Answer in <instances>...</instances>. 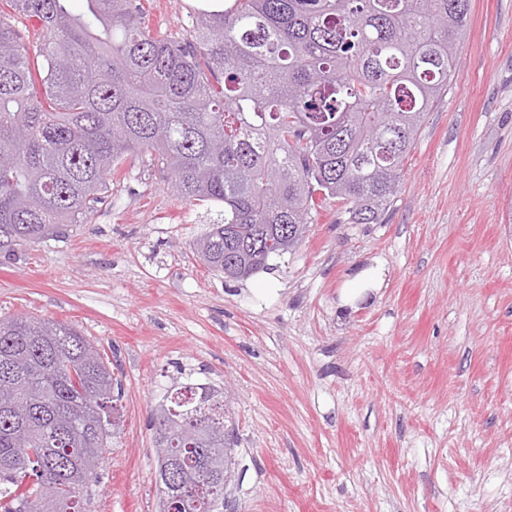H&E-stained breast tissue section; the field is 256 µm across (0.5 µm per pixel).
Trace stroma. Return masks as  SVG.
Returning <instances> with one entry per match:
<instances>
[{
	"label": "stroma",
	"mask_w": 512,
	"mask_h": 512,
	"mask_svg": "<svg viewBox=\"0 0 512 512\" xmlns=\"http://www.w3.org/2000/svg\"><path fill=\"white\" fill-rule=\"evenodd\" d=\"M184 39L185 0H142ZM459 67L380 223L327 201L293 253L227 280L193 242L215 210L143 156L85 223L0 253V317L76 325L120 380L86 512H158L150 412L224 389V512H512V0H472ZM378 292L345 306L373 259Z\"/></svg>",
	"instance_id": "1"
}]
</instances>
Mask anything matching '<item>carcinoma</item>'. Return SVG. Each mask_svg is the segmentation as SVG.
Listing matches in <instances>:
<instances>
[{
	"label": "carcinoma",
	"mask_w": 512,
	"mask_h": 512,
	"mask_svg": "<svg viewBox=\"0 0 512 512\" xmlns=\"http://www.w3.org/2000/svg\"><path fill=\"white\" fill-rule=\"evenodd\" d=\"M0 10V249L81 224L128 157L147 154L177 196L218 209L197 257L229 280L293 251L317 198L349 224H377L404 161L459 63L471 0H233L200 14L185 42L136 0H7ZM27 37H22L20 29ZM110 362L74 327L0 318V512H68L98 479L117 429ZM153 417L157 457L180 452L186 483L204 448L225 479L235 436L222 390L183 383ZM28 444L14 439L19 424Z\"/></svg>",
	"instance_id": "cac0c4a2"
}]
</instances>
